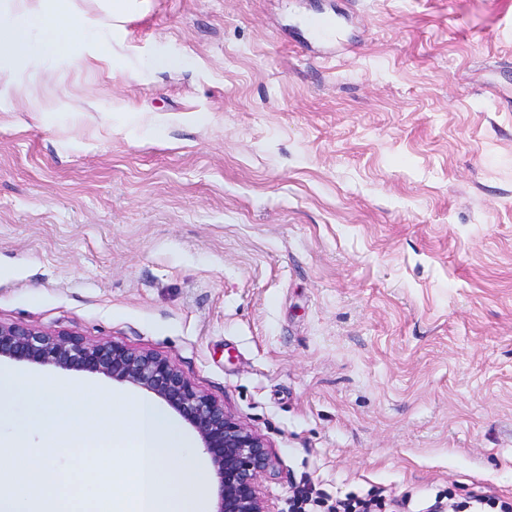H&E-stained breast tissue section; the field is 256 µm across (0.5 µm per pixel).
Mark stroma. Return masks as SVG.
<instances>
[{"label":"stroma","instance_id":"obj_1","mask_svg":"<svg viewBox=\"0 0 512 512\" xmlns=\"http://www.w3.org/2000/svg\"><path fill=\"white\" fill-rule=\"evenodd\" d=\"M73 9L101 22L88 64L0 75V322L170 359L264 440L271 512L512 503V7L146 0L117 30Z\"/></svg>","mask_w":512,"mask_h":512}]
</instances>
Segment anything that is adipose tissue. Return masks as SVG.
I'll return each instance as SVG.
<instances>
[{"label": "adipose tissue", "instance_id": "ef3b65f1", "mask_svg": "<svg viewBox=\"0 0 512 512\" xmlns=\"http://www.w3.org/2000/svg\"><path fill=\"white\" fill-rule=\"evenodd\" d=\"M96 21L75 16L71 0H0V61L5 66L32 56L83 57Z\"/></svg>", "mask_w": 512, "mask_h": 512}]
</instances>
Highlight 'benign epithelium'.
<instances>
[{"mask_svg":"<svg viewBox=\"0 0 512 512\" xmlns=\"http://www.w3.org/2000/svg\"><path fill=\"white\" fill-rule=\"evenodd\" d=\"M103 375L144 389L195 430L216 478L215 512H269L259 480L272 461L261 438L198 391L166 357L111 342L0 323V359Z\"/></svg>","mask_w":512,"mask_h":512,"instance_id":"7a95c632","label":"benign epithelium"}]
</instances>
